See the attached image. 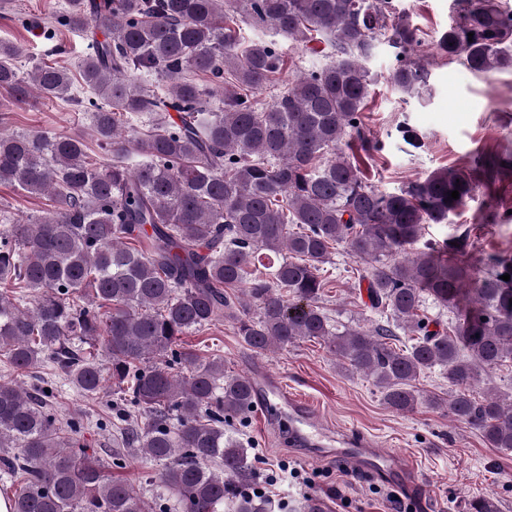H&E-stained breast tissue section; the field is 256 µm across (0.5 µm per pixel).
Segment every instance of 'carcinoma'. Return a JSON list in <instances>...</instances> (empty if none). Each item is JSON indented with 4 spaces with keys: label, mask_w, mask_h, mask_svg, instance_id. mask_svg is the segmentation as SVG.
I'll return each mask as SVG.
<instances>
[{
    "label": "carcinoma",
    "mask_w": 512,
    "mask_h": 512,
    "mask_svg": "<svg viewBox=\"0 0 512 512\" xmlns=\"http://www.w3.org/2000/svg\"><path fill=\"white\" fill-rule=\"evenodd\" d=\"M240 18L314 57L267 103L258 94L286 60L271 40L241 42ZM56 23L91 38L78 74L23 69L0 43V90L17 104L89 92L91 135L112 162L82 134L0 132V184L54 202L26 220L0 209V356L19 376L47 367L59 379L33 393L0 380L10 512H267L247 490L249 448L225 429L253 411L251 378L179 344L223 319L258 353L320 340L392 410L444 408L487 447L512 449V396L475 390L480 372L512 363V279H500L512 260L473 258L467 230L414 248L472 196L473 174L491 185L509 165L487 155L471 173L438 169L384 194L342 148L353 135L366 157L379 151L362 112L381 42L393 87L427 90L395 0H67ZM438 47L475 73L512 67V10L462 0ZM339 246L365 263L372 331L320 305ZM429 301L455 313L447 330L430 329ZM400 335L409 343L392 346ZM435 368L446 398L416 390ZM108 382L140 414L112 435V466L134 451L161 466L149 500L88 453L81 422L54 412L62 387L97 400Z\"/></svg>",
    "instance_id": "1"
}]
</instances>
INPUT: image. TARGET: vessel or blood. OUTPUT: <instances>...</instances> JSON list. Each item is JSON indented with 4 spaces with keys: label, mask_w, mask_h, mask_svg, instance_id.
<instances>
[{
    "label": "vessel or blood",
    "mask_w": 512,
    "mask_h": 512,
    "mask_svg": "<svg viewBox=\"0 0 512 512\" xmlns=\"http://www.w3.org/2000/svg\"><path fill=\"white\" fill-rule=\"evenodd\" d=\"M254 396L262 410L286 416L289 427L315 455L336 454L346 463L359 467L369 465L386 477L404 482L408 488L421 489L413 468L395 464L389 452L368 437H355L326 425L309 404L289 393L279 379L264 370H256L253 378Z\"/></svg>",
    "instance_id": "b4317fda"
}]
</instances>
